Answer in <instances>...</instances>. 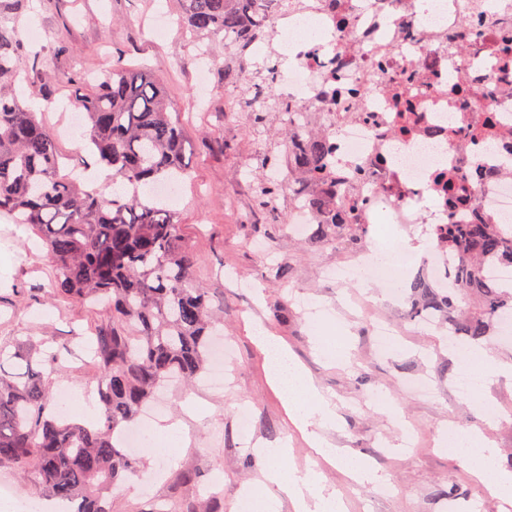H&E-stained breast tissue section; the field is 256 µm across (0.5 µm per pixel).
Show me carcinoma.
<instances>
[{
    "label": "carcinoma",
    "instance_id": "carcinoma-1",
    "mask_svg": "<svg viewBox=\"0 0 512 512\" xmlns=\"http://www.w3.org/2000/svg\"><path fill=\"white\" fill-rule=\"evenodd\" d=\"M28 0H0V215L25 224L42 241L60 300H91L108 318L95 336V376L103 419L85 424L60 417L44 372L56 368L65 346L51 336L19 347L0 342L4 357L25 363L22 373L0 370V468L16 470L72 512H114L112 493L135 461L114 442L168 380L203 373L216 337L207 288L193 279L190 244L178 213L153 194L158 182L189 175L187 134L170 112L164 86L151 72L115 66L111 80L75 96L96 162L112 169L123 191L107 197L60 173L54 131L16 91L26 56L15 25ZM181 29L232 39L241 53L265 41L270 0H178ZM224 83L252 73L230 63ZM331 151L321 138L300 140L288 167L301 175L310 208L336 209ZM279 185L255 186L260 206ZM431 237L449 259L448 285L410 284L412 316L448 310L453 342L481 343L503 312H512V285L488 279L489 263L512 264V234L499 224H434Z\"/></svg>",
    "mask_w": 512,
    "mask_h": 512
}]
</instances>
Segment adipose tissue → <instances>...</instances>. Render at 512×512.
Returning <instances> with one entry per match:
<instances>
[{
    "mask_svg": "<svg viewBox=\"0 0 512 512\" xmlns=\"http://www.w3.org/2000/svg\"><path fill=\"white\" fill-rule=\"evenodd\" d=\"M249 329L258 346L274 350L279 355L284 368L271 372L269 380L281 391L289 419L305 432L315 452L327 461L340 462L356 482L380 483V476L369 463L336 447L327 438L326 429L337 424L336 414L279 338L257 322L250 323ZM439 446L463 459L476 477L488 479L492 492L499 499L512 502V470L497 466L498 450L482 431L454 430L451 436H440ZM257 451L270 462L264 473L266 484H287L295 512H346V504L340 495L323 493L312 474H300L292 466L287 445L262 443Z\"/></svg>",
    "mask_w": 512,
    "mask_h": 512,
    "instance_id": "obj_1",
    "label": "adipose tissue"
}]
</instances>
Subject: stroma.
<instances>
[{"instance_id":"obj_1","label":"stroma","mask_w":512,"mask_h":512,"mask_svg":"<svg viewBox=\"0 0 512 512\" xmlns=\"http://www.w3.org/2000/svg\"><path fill=\"white\" fill-rule=\"evenodd\" d=\"M177 0H31L20 31L29 53L55 59L52 80L30 72L24 98L68 100L76 91L71 79L117 64L151 70L168 93V104L186 128L189 178L173 202L180 232L194 252L195 279L208 288L221 320L219 331L232 347L231 376L223 394L213 395L193 385L163 392L162 416L182 421L183 448L173 462L142 457L123 483L120 512H154L176 501L180 512H241L245 493L256 490L265 462L255 451L259 442H287L299 472L316 474L323 491L342 495L348 512H504L495 498H482L468 466L440 451L441 429L455 425L478 429L500 451L498 461H512V375L481 382L471 397L453 390L458 370L441 327L413 332L410 304H383L384 282L353 279L344 287L324 277V269L350 262L353 254L344 233L308 227L303 241L288 234L283 220L293 199L282 189L279 208H260L254 186L263 169L285 166L288 143L282 126L271 123L260 131L252 126L249 106L260 95L274 96L256 71L273 47L264 42L249 54L256 77L246 86H227L218 74L234 50L222 38L194 41L179 30L157 38L150 28L155 12H176ZM210 51L208 85H201L193 62L196 49ZM207 95L209 109L196 106ZM27 231L0 219V336L22 343L54 336L70 345L74 358L51 375V382L68 381L72 390L92 381L96 367L81 361L87 337L95 335L101 312L72 300H53L48 283L52 268L43 248L21 250ZM323 305L322 319L304 320L303 299ZM258 317L279 336L329 399L340 426L327 436L337 447L362 455L377 469L379 486L349 479L342 466L329 465L314 454L305 437L288 420L282 397L268 382L267 355L245 328L246 316ZM388 318L401 331L400 348L378 354L369 323ZM335 334L345 343L347 358L336 364L320 356L316 335ZM427 379L434 396L425 399L406 388L407 380ZM386 393L415 434L414 446L397 448L400 434L388 416L374 405L372 392ZM205 400L210 412L188 417V396ZM252 409L249 439H242L237 409ZM220 486L212 494V486ZM456 487V499L443 491Z\"/></svg>"}]
</instances>
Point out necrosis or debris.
<instances>
[{"label": "necrosis or debris", "instance_id": "obj_1", "mask_svg": "<svg viewBox=\"0 0 512 512\" xmlns=\"http://www.w3.org/2000/svg\"><path fill=\"white\" fill-rule=\"evenodd\" d=\"M329 0L266 17L288 68L271 77L298 136L321 133L330 173L370 238L378 224L512 223V0ZM316 16L322 35H292ZM489 176L449 213L448 180Z\"/></svg>", "mask_w": 512, "mask_h": 512}]
</instances>
